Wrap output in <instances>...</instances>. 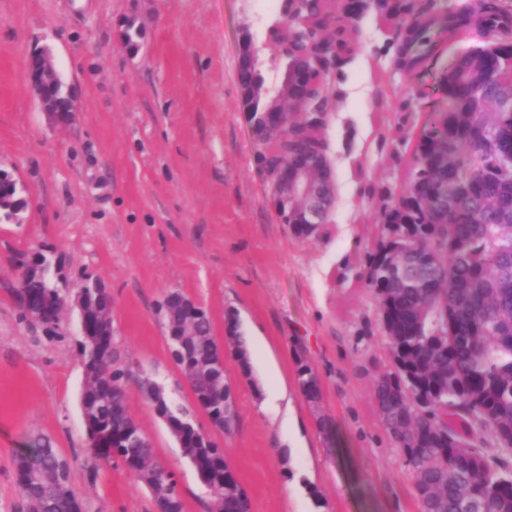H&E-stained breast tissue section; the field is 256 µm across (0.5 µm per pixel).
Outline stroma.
<instances>
[{
    "instance_id": "35a3bbf8",
    "label": "stroma",
    "mask_w": 512,
    "mask_h": 512,
    "mask_svg": "<svg viewBox=\"0 0 512 512\" xmlns=\"http://www.w3.org/2000/svg\"><path fill=\"white\" fill-rule=\"evenodd\" d=\"M280 8L281 0H0V170L25 201L16 219L0 220V512H21L12 461L36 435L72 462L86 512H154L121 463L91 461L78 309H63L53 339L22 316L19 263L36 252L61 290L89 278L110 292L132 371L129 410L173 470L183 512H209L210 498L143 387L164 385L208 427L158 312L174 289L206 310L224 347L235 408L224 455L250 512H420L374 399L391 356L366 265L382 237L384 198L403 190L418 131L439 101L438 73L483 41L451 38L437 60L407 72L395 63L396 18L377 8L358 18L349 61L333 77L351 92L330 96L323 129L335 204L301 241L279 217L239 81L249 40L256 73L279 86L283 66L265 43ZM40 49L74 91L63 130L24 82ZM302 364L319 378V404L299 390Z\"/></svg>"
}]
</instances>
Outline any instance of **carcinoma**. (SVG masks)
Returning a JSON list of instances; mask_svg holds the SVG:
<instances>
[{
	"label": "carcinoma",
	"mask_w": 512,
	"mask_h": 512,
	"mask_svg": "<svg viewBox=\"0 0 512 512\" xmlns=\"http://www.w3.org/2000/svg\"><path fill=\"white\" fill-rule=\"evenodd\" d=\"M376 7L402 19L407 36L402 55L416 64L433 58L442 43L440 17H426L418 0H377ZM452 31L472 32L488 39L486 68L496 69L498 57L512 58V10L502 0H479L475 22L464 20ZM325 42L337 65L348 60L352 27L346 17L327 23ZM484 68V69H486ZM484 69L453 63L437 77L443 106L421 127L410 160L411 174L404 195L389 199L387 224L416 236L402 255L392 256L394 242H383L368 256L367 283L375 293L391 351V369L375 383L380 420L403 453L421 512H512V174L496 163L502 151H512V112L503 111L504 92L512 87V68L490 82ZM241 85L252 105L256 132L265 139L264 113L274 100L261 101L262 80L247 72ZM299 127L269 163L283 153H295L310 140ZM472 173L474 182L453 204L455 219L437 223L433 197L441 184L458 174ZM46 275L27 288L44 304L42 325L54 331L62 314L50 262ZM85 309L93 323L112 328V297L90 290ZM448 313V345L432 334L429 319ZM189 333L187 341L202 357L217 349L207 313L165 323ZM84 369L82 409L88 432L100 434L95 458L118 460L135 481L147 488L154 507L182 512L173 471L161 469L153 448L125 441L124 431L138 424L129 412L126 366L113 358L110 345L92 346L78 340ZM195 402L207 404L217 416L224 411V373L193 372L190 353L174 357ZM298 386L309 398L318 394L317 376L308 365L298 369ZM160 415L174 424L186 422L182 453L201 481L219 477L229 467L218 449L209 446L192 417L172 402H161ZM67 461L50 439L37 437L15 456L18 492L27 512H85L75 489L58 492ZM224 499V512H241L244 491L227 474L224 485L213 486Z\"/></svg>",
	"instance_id": "1"
}]
</instances>
